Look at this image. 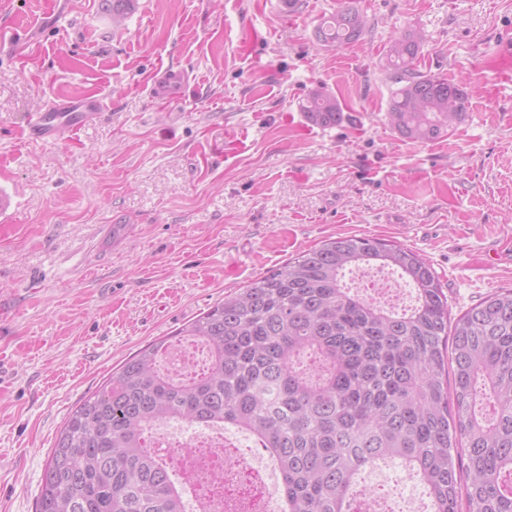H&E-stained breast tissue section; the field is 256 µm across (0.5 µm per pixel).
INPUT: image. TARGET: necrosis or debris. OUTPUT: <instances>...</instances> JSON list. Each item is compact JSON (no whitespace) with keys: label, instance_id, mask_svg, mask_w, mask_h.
<instances>
[{"label":"necrosis or debris","instance_id":"obj_1","mask_svg":"<svg viewBox=\"0 0 512 512\" xmlns=\"http://www.w3.org/2000/svg\"><path fill=\"white\" fill-rule=\"evenodd\" d=\"M207 349L195 342L180 343L161 363L164 372L195 375L206 370ZM154 455L170 467L182 490L187 512H281L271 476L273 460L255 465L261 448L245 433L221 425L205 430L173 423L149 433Z\"/></svg>","mask_w":512,"mask_h":512}]
</instances>
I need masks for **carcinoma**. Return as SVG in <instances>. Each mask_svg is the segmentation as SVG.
Returning a JSON list of instances; mask_svg holds the SVG:
<instances>
[{"instance_id":"cac0c4a2","label":"carcinoma","mask_w":512,"mask_h":512,"mask_svg":"<svg viewBox=\"0 0 512 512\" xmlns=\"http://www.w3.org/2000/svg\"><path fill=\"white\" fill-rule=\"evenodd\" d=\"M136 0H112V23ZM367 17L345 6L314 32L323 46L357 42ZM422 37H393L383 70L388 123L432 141L469 110L464 83L417 67ZM300 111L338 126L336 97L311 89ZM377 260L416 294L402 313L354 295L344 271ZM203 344L206 372L176 379L147 345L68 417L44 470L37 512H183L165 464L144 444L154 425L223 424L250 432L282 476L288 512H354L357 475L399 460L434 512H512V291L451 320L440 277L412 250L343 236L305 251L183 326ZM453 382H448V376Z\"/></svg>"}]
</instances>
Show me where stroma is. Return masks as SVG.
Segmentation results:
<instances>
[{
    "label": "stroma",
    "instance_id": "35a3bbf8",
    "mask_svg": "<svg viewBox=\"0 0 512 512\" xmlns=\"http://www.w3.org/2000/svg\"><path fill=\"white\" fill-rule=\"evenodd\" d=\"M370 28L320 47L345 4ZM0 0V512H35L71 412L147 344L340 235L402 244L438 273L452 317L512 290V0ZM423 37L418 68L463 81L465 118L400 139L381 64ZM187 77L179 100L151 89ZM341 125L308 123L310 89ZM96 97L102 114L56 141L31 113ZM300 111L307 122L321 127L338 126L345 120L342 106L336 97L320 87L308 92L300 103Z\"/></svg>",
    "mask_w": 512,
    "mask_h": 512
}]
</instances>
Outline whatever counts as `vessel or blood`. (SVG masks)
<instances>
[{
    "label": "vessel or blood",
    "instance_id": "1",
    "mask_svg": "<svg viewBox=\"0 0 512 512\" xmlns=\"http://www.w3.org/2000/svg\"><path fill=\"white\" fill-rule=\"evenodd\" d=\"M185 82L182 71L167 69L160 77L159 97L164 100L180 98ZM100 108L96 100L57 99L48 108L30 116L29 134L40 141H55L62 133L77 130L98 117Z\"/></svg>",
    "mask_w": 512,
    "mask_h": 512
}]
</instances>
